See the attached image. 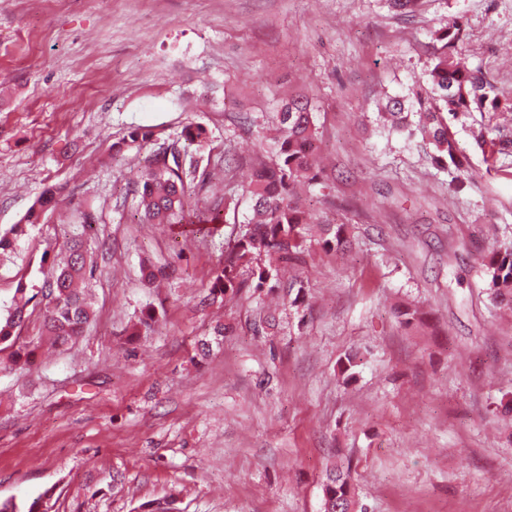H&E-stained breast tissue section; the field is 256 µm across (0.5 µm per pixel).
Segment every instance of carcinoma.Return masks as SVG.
<instances>
[{"label": "carcinoma", "instance_id": "1", "mask_svg": "<svg viewBox=\"0 0 512 512\" xmlns=\"http://www.w3.org/2000/svg\"><path fill=\"white\" fill-rule=\"evenodd\" d=\"M465 29L458 21L433 33V58L427 70L426 85L405 96H394L379 105V116L397 131L418 134L432 154L437 167L467 171V158L451 131V122L472 112H496L498 96L494 85L478 68L461 61ZM318 128L308 100L295 97L278 112V135L273 140L274 163L254 170L246 191L252 201L248 228L224 249V259L213 268L210 295L233 296L244 288L261 292L274 288L272 263L296 264L304 261L312 231L319 232V244L326 252H344L351 247L347 225L322 220L303 202L301 188L321 182L322 171L315 163ZM211 141L208 127L191 122L169 144L149 126L135 127L112 143V156L129 151L144 157L139 179L132 194L129 217L136 224H179L190 215L191 193L186 179L192 174L193 154ZM57 205L56 191L48 189L29 208L23 223L0 232V251L15 248L27 234L28 226L40 224ZM83 231L63 241L64 258L52 265L42 287L30 293L21 280L15 300L0 312V363L11 370L23 369L35 359L43 340L62 348L84 336L92 310L89 302L94 264L87 237L97 224V216L82 213ZM266 256L263 264L258 257ZM483 273L491 304L499 311L512 312V242L492 249L483 258ZM38 300L41 319L39 335L20 333L31 317L28 305ZM157 321L150 308L141 312L131 335L139 336ZM352 467L337 465L326 472L322 485V512H367L353 489ZM47 490L31 503L14 498L0 500V512H37Z\"/></svg>", "mask_w": 512, "mask_h": 512}]
</instances>
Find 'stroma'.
Instances as JSON below:
<instances>
[{"mask_svg": "<svg viewBox=\"0 0 512 512\" xmlns=\"http://www.w3.org/2000/svg\"><path fill=\"white\" fill-rule=\"evenodd\" d=\"M457 17L463 56L512 110V0H0V231L52 185L102 216L85 337L0 371V499L50 488L48 512L167 498L177 512H321L326 471L349 460L368 512H512V319L490 307L481 266L512 239V153L479 145L472 114L452 126L469 159L454 175L377 115L424 83L430 34ZM297 95L324 165L308 202L352 247L310 246L267 295L203 304ZM195 121L213 176L198 206L230 202L223 224L123 220L140 164L113 142ZM80 231L65 204L29 228L0 257V306L18 278L41 287L44 251ZM149 264L166 277L145 282ZM405 306L425 322L404 326ZM148 307L154 332L129 335ZM269 314L274 329L256 331Z\"/></svg>", "mask_w": 512, "mask_h": 512, "instance_id": "1", "label": "stroma"}]
</instances>
